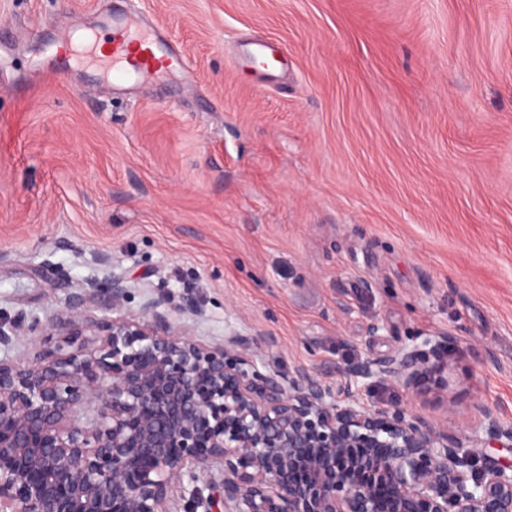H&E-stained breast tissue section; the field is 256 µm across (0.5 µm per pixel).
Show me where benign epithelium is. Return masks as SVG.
<instances>
[{
    "label": "benign epithelium",
    "mask_w": 512,
    "mask_h": 512,
    "mask_svg": "<svg viewBox=\"0 0 512 512\" xmlns=\"http://www.w3.org/2000/svg\"><path fill=\"white\" fill-rule=\"evenodd\" d=\"M128 292L88 281L64 327L0 314V512H512V466L460 453L400 405L259 369L257 335L202 347L156 298L131 318ZM27 330L44 340L21 364ZM439 346L349 375L413 390L440 379ZM478 413L472 440L512 443V423Z\"/></svg>",
    "instance_id": "benign-epithelium-1"
}]
</instances>
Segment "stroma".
Here are the masks:
<instances>
[{
  "label": "stroma",
  "mask_w": 512,
  "mask_h": 512,
  "mask_svg": "<svg viewBox=\"0 0 512 512\" xmlns=\"http://www.w3.org/2000/svg\"><path fill=\"white\" fill-rule=\"evenodd\" d=\"M116 0H0V310L67 318L120 277L211 346L332 388L435 336L448 379L400 403L472 448L476 404L512 422V0H134L193 71L105 90L55 53ZM285 47L271 72L241 42ZM108 264H101V257ZM192 297L199 313L179 312Z\"/></svg>",
  "instance_id": "stroma-1"
}]
</instances>
